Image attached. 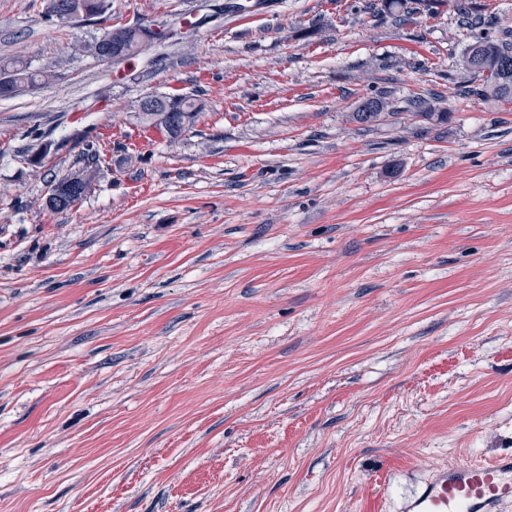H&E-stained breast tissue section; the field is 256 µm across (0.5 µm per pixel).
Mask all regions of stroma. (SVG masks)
<instances>
[{
  "label": "stroma",
  "mask_w": 512,
  "mask_h": 512,
  "mask_svg": "<svg viewBox=\"0 0 512 512\" xmlns=\"http://www.w3.org/2000/svg\"><path fill=\"white\" fill-rule=\"evenodd\" d=\"M220 2L117 74L102 24L0 0V57L53 74L0 99V512H399L512 453V99L457 65L512 0ZM169 92L204 106L175 139L134 112ZM385 108V103L382 99L377 97H370L363 100L357 112H353V119L360 124H373L379 121L382 116V111ZM86 151V153H83V166L79 167L78 170H75L74 172L68 175L70 177H76L79 180L85 181L86 189L83 184L74 181L73 179L67 180L62 184V188L66 190L68 198L72 199L73 202H76L79 199V197H81V195L84 192V189L86 192L96 174L97 163L99 161V153L97 151L90 152L89 149Z\"/></svg>",
  "instance_id": "obj_1"
}]
</instances>
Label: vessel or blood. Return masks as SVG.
Wrapping results in <instances>:
<instances>
[{
	"label": "vessel or blood",
	"instance_id": "b4317fda",
	"mask_svg": "<svg viewBox=\"0 0 512 512\" xmlns=\"http://www.w3.org/2000/svg\"><path fill=\"white\" fill-rule=\"evenodd\" d=\"M512 502V454L436 468L401 512H500Z\"/></svg>",
	"mask_w": 512,
	"mask_h": 512
}]
</instances>
